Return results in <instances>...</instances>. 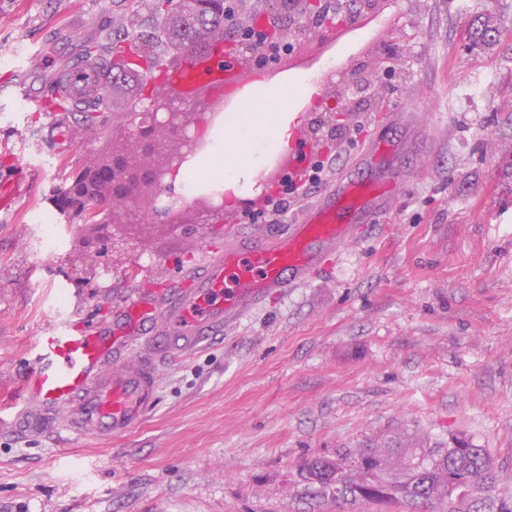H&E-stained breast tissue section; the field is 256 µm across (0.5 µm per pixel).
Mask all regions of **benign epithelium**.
<instances>
[{"instance_id": "obj_1", "label": "benign epithelium", "mask_w": 512, "mask_h": 512, "mask_svg": "<svg viewBox=\"0 0 512 512\" xmlns=\"http://www.w3.org/2000/svg\"><path fill=\"white\" fill-rule=\"evenodd\" d=\"M334 88L327 108L317 122L339 127L347 119L345 112H332L336 96L345 99L368 90L367 79L360 73L343 72L327 78ZM147 111L127 116L104 113V126L118 143L111 165L99 171L96 179L100 193L90 202L76 207L78 217L67 218L68 226H89L94 237L85 242L87 254L97 258L116 252L125 241L149 235L156 226L174 228L191 222L203 228L221 223L224 193H206L177 207L162 211L156 201L161 190L172 187L180 168L196 153L211 125L212 91L204 89L190 100H177L160 79L147 82L144 92Z\"/></svg>"}]
</instances>
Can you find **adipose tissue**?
I'll use <instances>...</instances> for the list:
<instances>
[{
    "mask_svg": "<svg viewBox=\"0 0 512 512\" xmlns=\"http://www.w3.org/2000/svg\"><path fill=\"white\" fill-rule=\"evenodd\" d=\"M312 87L302 79L280 87L271 102L245 105L243 112L224 125V142L214 152L205 178L220 184H232L245 173L258 166L255 151L254 131L268 135V144L278 150L288 147L291 139V124L298 121V113L289 107L290 99L312 95Z\"/></svg>",
    "mask_w": 512,
    "mask_h": 512,
    "instance_id": "obj_1",
    "label": "adipose tissue"
}]
</instances>
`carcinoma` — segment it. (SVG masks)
I'll use <instances>...</instances> for the list:
<instances>
[{
  "instance_id": "carcinoma-1",
  "label": "carcinoma",
  "mask_w": 512,
  "mask_h": 512,
  "mask_svg": "<svg viewBox=\"0 0 512 512\" xmlns=\"http://www.w3.org/2000/svg\"><path fill=\"white\" fill-rule=\"evenodd\" d=\"M140 0L153 16H165V36L181 49L190 51L207 35L224 36V0ZM468 35L475 45L492 47L500 42L502 28L493 16L474 23ZM158 43L154 36H134L129 50L113 42L86 45L85 59L98 65L102 80L117 85L128 77L144 86L146 78L132 71L131 64L151 58ZM105 108L87 100L83 122L91 129L101 126ZM300 475L318 496L338 505L361 503L407 512H461L459 493L472 496L468 512H512V492L500 487L497 467L487 449L460 433L444 447L434 446L417 434L390 431L369 438L357 448H344L334 457L305 460Z\"/></svg>"
}]
</instances>
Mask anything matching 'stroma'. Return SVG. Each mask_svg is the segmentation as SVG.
Wrapping results in <instances>:
<instances>
[{
	"instance_id": "35a3bbf8",
	"label": "stroma",
	"mask_w": 512,
	"mask_h": 512,
	"mask_svg": "<svg viewBox=\"0 0 512 512\" xmlns=\"http://www.w3.org/2000/svg\"><path fill=\"white\" fill-rule=\"evenodd\" d=\"M136 0H0V387L17 383L56 315L55 289L85 324L107 321L131 288L183 284L206 253L238 235L271 239L317 199L291 200L280 223L251 222L241 198L214 234L186 224L92 263L79 227L39 249L29 209L109 144L79 111L26 106L4 90L24 78L46 92L89 42L127 36ZM493 10L512 28V0H404L384 40L350 67L375 75L368 111L350 113L338 143L304 112L294 140L337 171L375 175L383 199L287 295L210 336L161 371L146 420L105 443L60 445L50 428L0 426V512H371L312 498L300 465L400 429L443 442L464 432L512 487V39L472 47L466 31ZM295 30L297 58L271 75L244 71L253 98L285 76L320 74L323 47ZM393 70L384 73L385 46ZM380 142L377 154L367 147ZM51 157L53 169L38 161Z\"/></svg>"
}]
</instances>
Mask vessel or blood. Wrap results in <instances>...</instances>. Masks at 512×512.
<instances>
[{
  "label": "vessel or blood",
  "instance_id": "vessel-or-blood-1",
  "mask_svg": "<svg viewBox=\"0 0 512 512\" xmlns=\"http://www.w3.org/2000/svg\"><path fill=\"white\" fill-rule=\"evenodd\" d=\"M167 79L179 96L198 80L225 85L228 105L243 87L235 56L219 47L192 69L169 72ZM80 81V70L60 72L53 83L56 96L78 102ZM381 196L377 180L339 177L289 226L286 237L242 238L214 252L192 275L190 287L176 289L166 305L135 291L114 308L106 327H83L70 311L57 315L35 340L21 399H1L0 412L17 424L51 421L69 441L125 435L145 420L157 399L156 359L163 340H172L176 355L196 353L224 323L269 295L304 283L323 254L349 244L354 219Z\"/></svg>",
  "mask_w": 512,
  "mask_h": 512
}]
</instances>
